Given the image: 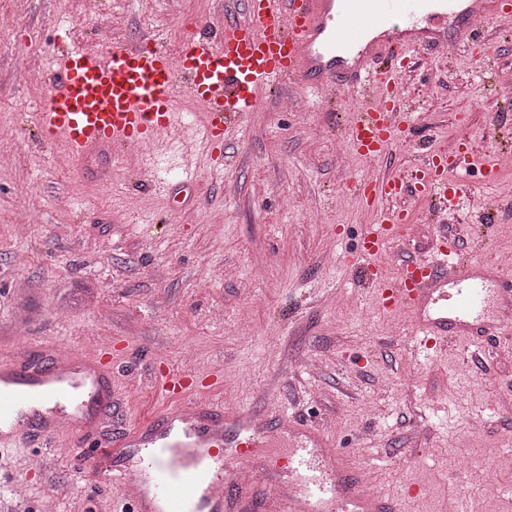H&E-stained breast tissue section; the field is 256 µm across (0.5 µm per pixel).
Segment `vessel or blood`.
Listing matches in <instances>:
<instances>
[{
	"mask_svg": "<svg viewBox=\"0 0 512 512\" xmlns=\"http://www.w3.org/2000/svg\"><path fill=\"white\" fill-rule=\"evenodd\" d=\"M432 3L245 0L243 21L187 37L176 54L149 33L105 49L61 43L55 64L62 79L43 90L37 136L74 164L102 151L117 161L175 132L212 142L256 109L262 91L288 83L308 94L340 87L356 95L346 140L358 156L382 158L411 123L399 74L413 68L412 50L441 47L437 29L450 20L461 48L487 60L496 43L483 37L477 19L491 14L512 23V0H447L441 12ZM474 176L491 185L499 169L476 165L463 136L401 173L353 181L372 214L358 257L379 306L410 317L416 347L463 336L490 359L507 334L500 310L512 305L511 268L460 262L442 223L424 256L395 266L384 259L412 228L411 213L396 207L397 199L417 197L451 215ZM381 199L386 207H378ZM153 382L165 408L121 434H100L94 450L81 456L93 477L137 484L132 512H393L387 500L365 493L346 456L316 435L288 454V496L270 495L274 468L241 482L232 461L265 446L271 434L255 415H228L223 405L200 399L202 389L223 388L222 371L170 364ZM91 414L102 421L112 414L106 354L43 350L0 358L1 448L29 442L46 455L70 453L61 431H89Z\"/></svg>",
	"mask_w": 512,
	"mask_h": 512,
	"instance_id": "b4317fda",
	"label": "vessel or blood"
}]
</instances>
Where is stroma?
I'll return each mask as SVG.
<instances>
[{"mask_svg": "<svg viewBox=\"0 0 512 512\" xmlns=\"http://www.w3.org/2000/svg\"><path fill=\"white\" fill-rule=\"evenodd\" d=\"M243 18L244 0H0V355L54 345L112 347V431L162 400L151 383L168 363L224 371L209 394L227 413L299 421L345 450L366 489L397 512H500L512 498V352L477 364L464 338L419 355L406 315L383 312L356 261L371 216L349 188L402 172L420 153L468 134L479 160L511 144L512 30L486 17L491 63L455 44L419 51L428 68L402 76L416 114L410 141L359 157L340 138L357 100L282 110L296 87L265 92L228 141L173 137L73 171L38 143L42 96L28 78L58 81L61 39L104 48L150 31L170 49L215 13ZM415 224L391 265L423 256L429 203L399 201ZM450 225L462 259L512 255V166L473 183ZM77 295L64 309L62 295ZM32 449L0 453V498L19 489L42 512H118L119 484L89 478L72 456L28 471Z\"/></svg>", "mask_w": 512, "mask_h": 512, "instance_id": "1", "label": "stroma"}]
</instances>
